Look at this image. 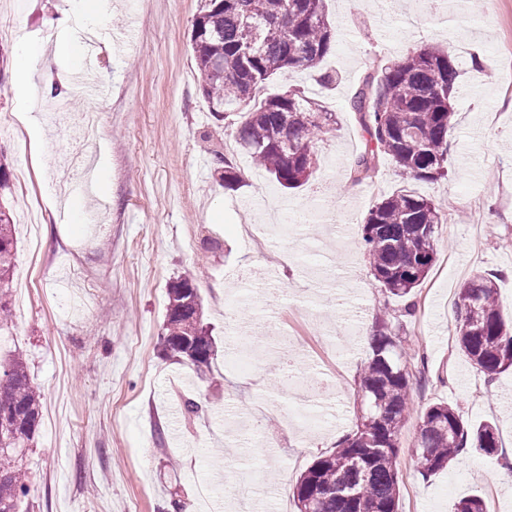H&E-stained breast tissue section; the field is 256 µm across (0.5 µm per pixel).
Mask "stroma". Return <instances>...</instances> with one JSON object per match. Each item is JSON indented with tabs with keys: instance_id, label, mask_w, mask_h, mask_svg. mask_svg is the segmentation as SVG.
<instances>
[{
	"instance_id": "stroma-1",
	"label": "stroma",
	"mask_w": 512,
	"mask_h": 512,
	"mask_svg": "<svg viewBox=\"0 0 512 512\" xmlns=\"http://www.w3.org/2000/svg\"><path fill=\"white\" fill-rule=\"evenodd\" d=\"M204 0H107L103 18L80 11L47 30L62 0H0V25L22 40L97 42L87 74L96 91L70 80L69 60L35 63L38 95L19 106L13 65L0 66V121L29 110L49 143L0 140L10 177L29 170V194L12 187L17 259L11 322L0 357L18 353L42 392L41 419L22 465L31 492L22 512H157L176 499L189 512H297L291 489L335 448L361 416L360 378L385 291L361 247L368 210L402 182L382 162L373 182L352 181L349 163L364 133L347 100L373 59L424 46L448 49L460 70L448 138V174L415 181L444 204L438 260L416 289V313L402 317L415 348L408 366L413 411L400 432L398 512H454L479 496L487 512H512V484L494 476L502 457L463 450L448 468L422 475L412 449L423 411L460 407L473 425L493 423L512 449V369L477 371L457 349L455 301L461 285L492 275L504 321H512V0H324L338 37L322 69L277 74L266 91L298 89L333 115L313 147L317 165L286 191L242 155L199 89L190 47ZM66 111L100 117L97 162L109 171L101 193L57 161L84 144L57 123ZM229 156L240 182L225 189L212 150ZM81 201L86 223L70 221ZM289 225L266 252L242 225ZM190 276L215 340L210 378L161 350L167 285ZM299 372L332 384L327 423L306 432L288 415L307 385L279 376L281 347ZM201 404L185 418L182 400ZM162 428L164 443L154 430Z\"/></svg>"
}]
</instances>
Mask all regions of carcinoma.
I'll return each mask as SVG.
<instances>
[{"label": "carcinoma", "instance_id": "obj_1", "mask_svg": "<svg viewBox=\"0 0 512 512\" xmlns=\"http://www.w3.org/2000/svg\"><path fill=\"white\" fill-rule=\"evenodd\" d=\"M190 42L202 95L211 111L228 120L239 151L284 188L308 181L313 145L327 132L331 114L296 89L265 98L260 92L274 75L317 68L332 51L335 32L323 0H206ZM458 78L455 56L439 47L369 68L347 102L366 134L350 165L352 180L371 179L383 159L404 180L434 182L447 176L455 115L450 98ZM213 164L224 187L238 183L234 163L216 149ZM446 222L442 203L407 189L368 211L361 245L389 297L405 300L424 282L436 261L438 225ZM13 228L12 213L0 201V315L5 317L17 252ZM495 290L491 279L475 276L460 289L456 304L459 348L488 376L512 367V329L501 318ZM160 342L179 361L211 365L214 340L189 277L168 289ZM403 342L395 325L380 319L360 380L372 411L298 479L293 498L299 512H397L399 435L411 414ZM40 410L41 391L16 354L0 367V413L11 415L0 423V512H19L30 494L22 457L37 435ZM467 447L493 458L499 448L495 426H470L458 406H429L415 447L422 474L447 467Z\"/></svg>", "mask_w": 512, "mask_h": 512}]
</instances>
